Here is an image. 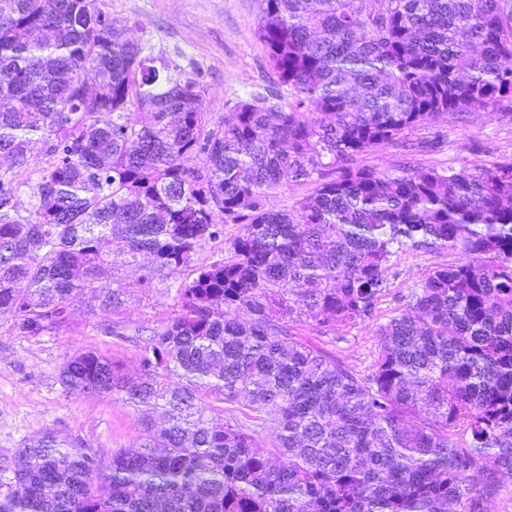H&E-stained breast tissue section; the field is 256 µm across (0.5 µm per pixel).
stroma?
Returning <instances> with one entry per match:
<instances>
[{
	"instance_id": "stroma-1",
	"label": "stroma",
	"mask_w": 512,
	"mask_h": 512,
	"mask_svg": "<svg viewBox=\"0 0 512 512\" xmlns=\"http://www.w3.org/2000/svg\"><path fill=\"white\" fill-rule=\"evenodd\" d=\"M116 25L127 28L157 67H175L205 88L208 110L219 118L236 102L278 88L288 104L287 87L279 86L267 50L257 35L264 0H98ZM409 149L387 147L364 155L363 164L381 170L454 168L476 170L512 160V118L500 112L448 116L435 126L409 133ZM448 250L407 248L391 260L389 288L371 318L322 334L308 327L298 332L352 369L365 373L378 351L380 325L405 310L411 292L431 269L451 265ZM136 269L122 267L113 278L126 285L125 304L117 312L100 310L85 296L70 308L66 327L41 336L16 335L0 321V457L12 454L32 434L53 428L80 436L93 448L138 445L139 413L117 397L70 395L59 382L66 357L93 351L122 364L127 375L139 371V353L151 329L178 311L176 290L191 279L181 267L139 288ZM111 322L118 335L101 331Z\"/></svg>"
}]
</instances>
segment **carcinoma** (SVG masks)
<instances>
[{"mask_svg": "<svg viewBox=\"0 0 512 512\" xmlns=\"http://www.w3.org/2000/svg\"><path fill=\"white\" fill-rule=\"evenodd\" d=\"M264 2L257 34L292 103L273 88L214 121L203 85L151 65L96 0H0V321L40 336L87 292L115 311L109 270L145 257L149 288L239 226L177 288L139 380L93 351L61 366L66 393L164 424L138 419L139 447L107 454L33 434L0 461V512H490L512 474V161L347 166L449 114L512 112V0ZM301 181L297 208L270 205ZM403 247L460 259L380 326L370 373L298 336L371 316Z\"/></svg>", "mask_w": 512, "mask_h": 512, "instance_id": "1", "label": "carcinoma"}]
</instances>
